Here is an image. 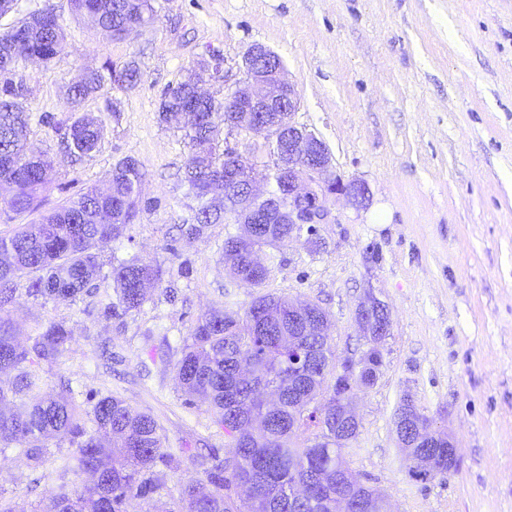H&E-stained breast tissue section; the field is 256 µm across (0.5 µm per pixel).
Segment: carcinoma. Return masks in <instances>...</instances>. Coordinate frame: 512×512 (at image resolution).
<instances>
[{
    "instance_id": "1",
    "label": "carcinoma",
    "mask_w": 512,
    "mask_h": 512,
    "mask_svg": "<svg viewBox=\"0 0 512 512\" xmlns=\"http://www.w3.org/2000/svg\"><path fill=\"white\" fill-rule=\"evenodd\" d=\"M69 5L73 14L101 30L120 33L131 22L145 26L154 20L151 0H69ZM21 29L15 21L0 30V67L22 69L20 57L8 52ZM64 37L59 16L50 12L41 28L30 33L28 49L49 63ZM139 80L133 64L117 70L109 63L88 71L67 89L71 111H81L107 82L132 88ZM27 112L26 102L0 96V154L17 158L14 168L0 170V189H8V197L0 202L16 214L38 209L52 171L43 154L35 161L26 159L31 153ZM228 115L224 101L195 97L185 80L167 88L160 99V122L186 130L190 144L181 176L197 201L181 222L189 240L224 218V210L208 195L211 184L224 182V159L216 154L214 138ZM80 119L85 121L82 132L66 141L73 163L101 149L106 135L102 120L87 115ZM142 182L139 165L119 161L112 167L108 195L91 187L42 215L39 222L21 224L12 234L0 236V374L15 372L11 386H0V454L16 444L17 455L38 468L48 457V438H66L74 445L73 451L58 457L57 492L47 512H128L130 500L149 498L165 486L163 475L155 470L165 454L154 417L112 395L99 398L87 412L62 395L46 394L42 367L63 356L71 332L62 322H50L23 344L10 319L21 276L28 277L26 292L33 297L76 299L93 294L101 252L140 212ZM297 233L291 224H271L250 239L242 233L229 236L224 241V269L238 283L259 288L269 268L256 269L252 256L263 247L288 245ZM164 275L157 263L116 260L113 294L104 296L100 310L120 317L140 309L148 288L160 285ZM190 338L176 364L177 378L187 393L208 403L232 446L229 456L211 458L205 478L182 486L178 497L161 503L157 512H336V460L357 433L336 443V395L343 387L338 381L326 386V375L336 364L330 338L296 331L293 301L272 294L257 295L242 315L206 311ZM291 341L319 355L313 373L301 375L288 366ZM312 394L328 395L327 403L309 406ZM87 415L93 423L90 430ZM312 427L329 441L298 445L295 439ZM404 452L412 477L427 481L448 474V449H423L410 442ZM421 452L434 455L432 469L417 464ZM80 473L92 474V482L73 483L71 476ZM239 480L248 484L243 498L229 493ZM344 482L369 512H388L380 491L365 487L352 473Z\"/></svg>"
}]
</instances>
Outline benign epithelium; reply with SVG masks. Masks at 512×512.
<instances>
[{
	"instance_id": "1",
	"label": "benign epithelium",
	"mask_w": 512,
	"mask_h": 512,
	"mask_svg": "<svg viewBox=\"0 0 512 512\" xmlns=\"http://www.w3.org/2000/svg\"><path fill=\"white\" fill-rule=\"evenodd\" d=\"M273 56L264 45H251L243 57L241 77L221 74L219 59L202 60L191 76L194 90L210 94L205 85L220 82L224 102L233 118L225 123L224 136V203L232 205L230 224H328L331 211L328 197L341 195L351 204L369 202L366 184L358 180L343 181L330 177L331 156L325 142L294 120L299 98L295 87L284 75V65L263 67L260 61ZM266 139L275 148L265 153L259 167L276 175L285 192L274 194L269 183L250 175L247 185L237 187L240 173L248 171L243 163L237 136ZM384 303L367 293L356 312L361 335H372L375 313ZM305 330L326 335L328 320L313 310V303L295 306ZM366 365L364 360L347 359L336 367L338 379H349Z\"/></svg>"
}]
</instances>
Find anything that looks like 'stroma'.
<instances>
[{"label":"stroma","instance_id":"1","mask_svg":"<svg viewBox=\"0 0 512 512\" xmlns=\"http://www.w3.org/2000/svg\"><path fill=\"white\" fill-rule=\"evenodd\" d=\"M154 23L123 40L91 29L68 0L50 6L65 43L47 65L27 63L30 141L53 162L39 211L0 210V235L107 184L113 165L137 160L145 174L134 224L101 254L111 290L113 257L164 263L161 285L139 311L104 317L94 298L45 300L18 291L12 319L20 339L51 321L72 332L66 352L44 367L48 391L114 395L149 412L161 428L160 470L171 495L203 475L230 439L207 404L175 377L198 317L244 313L257 293L318 303L330 314L337 360L367 345L355 316L366 293L385 302L391 332L374 386L351 397L359 434L344 458L386 497L390 512H512V0H152ZM282 59L295 85L297 123L325 142L332 172L367 184L356 207L330 198L331 221L265 249L261 289L224 271V240L238 225L211 224L198 238L178 223L193 200L180 181L189 147L158 119L167 86L196 61L218 55L238 73L251 44ZM135 63L140 83L106 85L83 110L101 119V150L73 164L43 116L68 117L65 91L86 70ZM451 433L460 466L421 482L408 473L395 418L403 397ZM53 462L31 468L0 459V489L43 508L56 490Z\"/></svg>","mask_w":512,"mask_h":512}]
</instances>
